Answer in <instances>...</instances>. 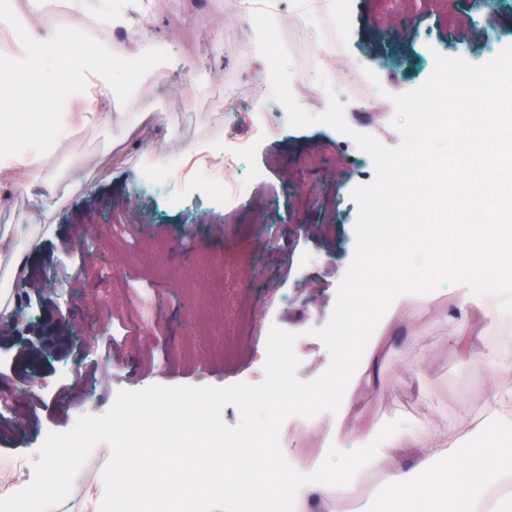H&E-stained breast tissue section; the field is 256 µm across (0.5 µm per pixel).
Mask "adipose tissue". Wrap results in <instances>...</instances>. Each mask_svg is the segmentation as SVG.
<instances>
[{"instance_id": "ef3b65f1", "label": "adipose tissue", "mask_w": 512, "mask_h": 512, "mask_svg": "<svg viewBox=\"0 0 512 512\" xmlns=\"http://www.w3.org/2000/svg\"><path fill=\"white\" fill-rule=\"evenodd\" d=\"M90 54L86 48L75 57L59 56L54 40L49 39L38 47L36 58L51 66L56 83L64 86L66 95L91 104L94 96L75 74L76 61H87ZM20 94L27 103L40 107L48 133L46 138L31 140L24 154L0 156V168L21 166L29 178L37 180L42 174L46 141L67 134V115L59 111L58 100L50 98L44 86L28 85ZM511 265L512 238L500 240L485 254L479 281L480 288L495 298V306L479 304V321L466 315L452 321L464 361L492 366L493 381L486 395V407L492 412L512 398V361L486 348L484 327L497 322L499 309L512 306V289L501 285V271ZM488 428L487 420L466 411L458 422L442 427L429 425L392 432L360 461H338L336 478L299 487L293 512H311L316 502L323 512H332L333 504L346 498L358 477L368 470L382 473L385 486L397 495L403 512H512V430L492 436ZM469 434L481 435L482 442L464 454L460 447ZM404 448L412 454L407 464L396 460Z\"/></svg>"}]
</instances>
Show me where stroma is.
I'll return each mask as SVG.
<instances>
[{"mask_svg":"<svg viewBox=\"0 0 512 512\" xmlns=\"http://www.w3.org/2000/svg\"><path fill=\"white\" fill-rule=\"evenodd\" d=\"M112 2L122 42L144 79L141 97L151 115L131 124L135 105L101 96L108 121L74 115L68 137L54 140L43 176L24 169L0 173V282L59 307L73 347L48 361L30 393L0 390V483L28 480L51 432H66L85 414L101 415L120 391L151 385L225 387L265 378L271 327L296 333L297 375L325 372L330 353L313 327L325 325L355 250L356 186L375 169L355 141L329 125L294 127L282 104L262 109L257 81L269 65L259 53L252 13L258 0H61L48 11L51 34L84 4L94 19ZM346 8L344 49L323 68L345 76L374 72L375 89L335 84L348 125L389 147L392 95L413 90L432 74L435 54L482 64L512 46V0H275L283 43L296 18L318 23L328 4ZM18 52L0 51V111L18 112L13 87L44 81L23 67L25 30L9 35ZM290 88L310 114L329 101L316 75L301 78L306 56L292 54ZM221 156L232 176L262 177L230 207L199 186L205 153ZM176 157L162 187L147 186V160ZM50 201L41 232L18 235L30 223L36 197ZM55 271L54 279L12 273L10 251ZM411 316H383L338 412L286 420L281 449L307 471L330 448L352 451L353 431L400 420L405 427L444 426L462 408L484 409L491 371L467 363L455 343L451 317L460 315L458 284L414 295Z\"/></svg>","mask_w":512,"mask_h":512,"instance_id":"stroma-1","label":"stroma"}]
</instances>
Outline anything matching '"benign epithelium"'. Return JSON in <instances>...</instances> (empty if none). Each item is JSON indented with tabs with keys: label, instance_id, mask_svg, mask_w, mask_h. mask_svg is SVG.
Instances as JSON below:
<instances>
[{
	"label": "benign epithelium",
	"instance_id": "1",
	"mask_svg": "<svg viewBox=\"0 0 512 512\" xmlns=\"http://www.w3.org/2000/svg\"><path fill=\"white\" fill-rule=\"evenodd\" d=\"M31 297L23 293L10 315L0 319V348L19 345L13 360V379L0 376V386L13 387L18 380L29 389L39 386L42 381L49 354H63L70 346L71 337L66 333L63 319L53 304H40L37 320L30 321L27 309Z\"/></svg>",
	"mask_w": 512,
	"mask_h": 512
}]
</instances>
